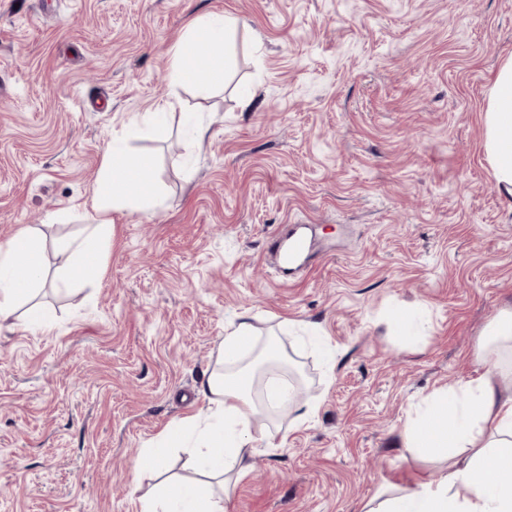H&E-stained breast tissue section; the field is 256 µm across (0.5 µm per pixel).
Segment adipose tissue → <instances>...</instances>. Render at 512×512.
<instances>
[{"label":"adipose tissue","mask_w":512,"mask_h":512,"mask_svg":"<svg viewBox=\"0 0 512 512\" xmlns=\"http://www.w3.org/2000/svg\"><path fill=\"white\" fill-rule=\"evenodd\" d=\"M238 21L229 14L196 17L174 49L171 79L188 86L222 85L230 67L223 49ZM485 151L499 190L512 196V57L500 66L489 91L485 117ZM159 193L144 158L130 153L123 138L105 150L93 187V212L83 236L67 243L71 267L83 273L100 265L112 238L110 214L151 206ZM45 256L35 233L20 229L0 242V320L9 319L20 302H28L27 325L45 328L52 311L32 303L42 283ZM257 338L243 321L224 335L222 367L201 392L208 399L207 417L192 416L162 436L168 447L195 444L193 466L209 483H161L143 498L141 512H225L223 492L233 477L245 473L252 454V420L258 405L252 395L254 365H241ZM506 370L436 391L403 429L405 445L419 455L452 452L448 472L435 483L388 496L370 512H512V392L504 387Z\"/></svg>","instance_id":"1"}]
</instances>
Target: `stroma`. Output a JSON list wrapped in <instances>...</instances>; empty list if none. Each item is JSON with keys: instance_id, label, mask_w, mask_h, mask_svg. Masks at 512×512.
Returning <instances> with one entry per match:
<instances>
[{"instance_id": "35a3bbf8", "label": "stroma", "mask_w": 512, "mask_h": 512, "mask_svg": "<svg viewBox=\"0 0 512 512\" xmlns=\"http://www.w3.org/2000/svg\"><path fill=\"white\" fill-rule=\"evenodd\" d=\"M224 12L239 20L224 85L173 86V45ZM511 56L512 0H0V241L34 228L32 300L56 316L0 323V512H140L159 479L137 455L207 412L200 388L243 320L303 392L276 410L255 386L227 512H364L447 473L403 428L491 369L484 334L512 309V197L484 148ZM171 95L180 113L142 129ZM119 135L160 202L112 212L101 272L62 287L58 243L84 229ZM281 224L325 246L285 278L266 258Z\"/></svg>"}]
</instances>
